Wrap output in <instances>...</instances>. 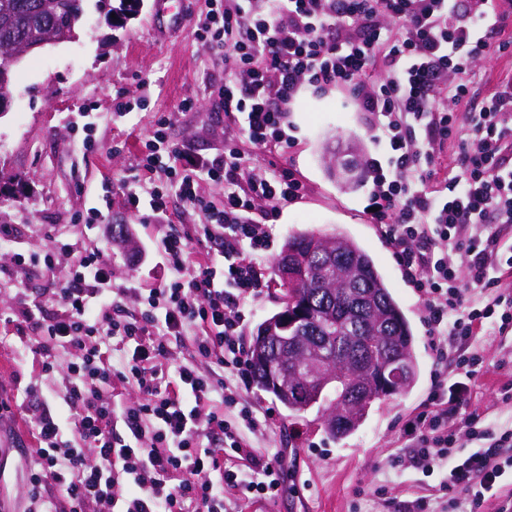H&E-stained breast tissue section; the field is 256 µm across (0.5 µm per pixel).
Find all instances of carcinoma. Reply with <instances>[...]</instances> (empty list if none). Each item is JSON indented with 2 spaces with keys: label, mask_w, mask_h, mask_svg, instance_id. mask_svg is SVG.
Instances as JSON below:
<instances>
[{
  "label": "carcinoma",
  "mask_w": 512,
  "mask_h": 512,
  "mask_svg": "<svg viewBox=\"0 0 512 512\" xmlns=\"http://www.w3.org/2000/svg\"><path fill=\"white\" fill-rule=\"evenodd\" d=\"M87 0H0V80L12 81L17 63L7 58L11 45L31 36H49L56 44L78 37ZM140 0H96L95 7L109 23L137 12ZM281 254L298 259L303 277L295 285L299 303L309 316L283 317L279 311L259 326L250 352L254 380L264 386L267 372L288 371V381L299 383L295 394L278 397L293 416L300 417L325 397L304 381L302 364L318 358L329 366L361 360L358 378L370 394L356 412V422L379 401L373 396L375 377L386 364L412 351L410 325L393 298L371 256L342 235L326 245L314 231L288 237Z\"/></svg>",
  "instance_id": "obj_1"
}]
</instances>
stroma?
Instances as JSON below:
<instances>
[{"mask_svg": "<svg viewBox=\"0 0 512 512\" xmlns=\"http://www.w3.org/2000/svg\"><path fill=\"white\" fill-rule=\"evenodd\" d=\"M180 22L142 0L137 16L124 26H109L103 14L88 7L76 40L35 52L19 64L11 104L0 115V226L12 228L26 253L46 250L49 235L62 237L75 250L106 245L99 230L78 223L90 208L102 210L106 223L127 225L144 259L114 248L112 285L125 289L124 304L138 306L136 289L158 286L166 273L157 245L166 232H186L200 217L179 200L169 205L165 225L129 212L124 184L133 181L141 195L160 185V174L136 171L138 148L152 135L160 117H168V134L196 158L212 157L235 133L215 105L207 71L223 72L224 53L198 38L206 0H171ZM197 100L193 112L180 111L183 99ZM124 111H117V104ZM91 112V128L79 127L80 113ZM294 144L283 153H255L257 168H293L306 190L302 199L283 205L270 226L269 262H276L290 234L303 230L340 232L373 258L414 336L416 379L401 396L373 404L359 427L343 439L331 437L321 410L290 417L270 393L250 387L247 397L269 415V431L259 446L285 459L284 485L274 501L245 506L244 512H445L450 492L447 469L422 472L405 463L406 429L416 416L433 411L429 394L435 355L420 320L421 302L404 280L392 252L364 208L368 178L365 157L385 154L384 143L366 130L346 92L325 95L302 89L288 114ZM346 150L356 166L349 184L331 174L326 151ZM74 257L58 252L47 274L17 265L0 253V314L18 317L40 301L50 314L62 311L51 298L56 281L67 278ZM35 336L0 334V398L23 400L11 418L0 419V451L8 457L0 473V512H26L29 504L20 459L33 448L31 423L48 410L63 415L65 381L45 374L32 345ZM474 349L484 368L464 403L448 409V428L473 416L480 426L498 428L512 422V344L477 337Z\"/></svg>", "mask_w": 512, "mask_h": 512, "instance_id": "obj_1", "label": "stroma"}]
</instances>
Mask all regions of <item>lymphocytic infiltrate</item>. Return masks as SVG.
<instances>
[{
    "instance_id": "obj_1",
    "label": "lymphocytic infiltrate",
    "mask_w": 512,
    "mask_h": 512,
    "mask_svg": "<svg viewBox=\"0 0 512 512\" xmlns=\"http://www.w3.org/2000/svg\"><path fill=\"white\" fill-rule=\"evenodd\" d=\"M210 5L197 35L227 48L218 107L249 147L229 140L200 161L168 144V121L159 119L139 165L164 173L202 218L194 235L161 238L168 279L142 295L138 313L115 314L110 259L98 246L56 283L62 315L38 305L13 321L16 332H39L42 370L55 368L58 349L79 352L64 369L67 425L78 444L65 438L59 419L44 416L32 427L27 493L34 512H97L101 505L110 512H229L240 498L280 495V456L247 439L261 420L245 397L252 373L242 326L246 302L269 285L267 223L281 204L303 197L304 185L288 167L256 171L251 152L290 148L284 126L302 88L348 91L367 130L387 141L385 156L364 160L368 219L423 302L438 361L447 359L448 342L501 336L512 326V296L496 291L512 272L501 235L512 224V73L473 98L485 79L483 62L512 50L500 24L512 0H267L261 14L251 0ZM463 102L468 112L457 113ZM203 175L223 186L221 203L199 192ZM196 238L221 248L193 257ZM456 251L465 254V268L450 262ZM186 335L193 338L190 358L163 371L172 343ZM115 340L123 350L116 362L108 354ZM481 370L477 355L459 356L454 382L436 377L435 412L410 425L417 465L428 473L447 467L448 490L477 510L512 477V428L466 418L463 436L476 448L460 456L442 407L463 403ZM102 383L131 387L138 399L116 408L100 394ZM215 393L233 418L201 413ZM52 483L63 501L46 496ZM120 483L122 498L114 493Z\"/></svg>"
}]
</instances>
